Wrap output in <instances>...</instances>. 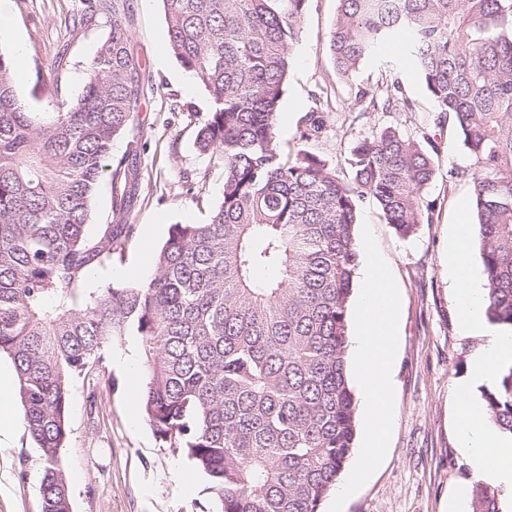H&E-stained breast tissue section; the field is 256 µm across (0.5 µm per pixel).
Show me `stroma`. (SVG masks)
<instances>
[{
	"label": "stroma",
	"mask_w": 512,
	"mask_h": 512,
	"mask_svg": "<svg viewBox=\"0 0 512 512\" xmlns=\"http://www.w3.org/2000/svg\"><path fill=\"white\" fill-rule=\"evenodd\" d=\"M83 0H12L13 25L0 32L9 55L23 53L24 77L16 83L20 102L45 110L50 102L38 71L59 62L60 98L74 100L88 61L112 24L104 11L80 21ZM125 22L134 50L155 88L135 120L112 144L120 157L135 154L138 185L122 218L134 230L123 251L89 270L85 286L132 285L150 280L156 256L172 225L207 222L222 197L221 166L200 154L195 141L209 109L204 86L174 57L162 0H128ZM337 0H310L303 35L281 101L277 134L289 149L313 152L348 172L352 148L386 127L414 139L430 136L438 148L433 181L422 195L430 220L414 235L400 237L370 200L359 209L356 243L360 256L383 259L399 296L397 349L392 368V413L376 465L347 496L322 501V512H472L480 481L458 448L457 386L469 376L483 336H467L456 321L445 257L461 207L471 205V169L451 121H438L434 102L411 63L388 70L369 60L350 77L337 74L327 36ZM399 84L414 104L387 112L357 102L360 91ZM316 112L319 137L300 140L302 117ZM145 358L134 372L106 359L88 380H76L67 411L64 469L73 512H209L206 481L178 448L168 447L135 416L130 390L142 386ZM39 451L25 431L0 443V512H41Z\"/></svg>",
	"instance_id": "35a3bbf8"
}]
</instances>
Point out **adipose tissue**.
I'll return each instance as SVG.
<instances>
[{"instance_id": "1", "label": "adipose tissue", "mask_w": 512, "mask_h": 512, "mask_svg": "<svg viewBox=\"0 0 512 512\" xmlns=\"http://www.w3.org/2000/svg\"><path fill=\"white\" fill-rule=\"evenodd\" d=\"M473 232L466 221L455 225L448 246V274L454 288L458 323L462 332L483 330L485 291L471 268L465 245ZM362 288L357 299V330L350 350L360 367L361 398L369 410L371 435L359 460V471H366L375 460L385 432L390 386V366L396 348L397 299L385 263L372 258L362 270ZM512 363V336H497L471 360V383L495 376ZM462 396L458 422V446L474 472L494 477L512 489V438L485 427L481 410Z\"/></svg>"}]
</instances>
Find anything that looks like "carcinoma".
<instances>
[{
    "label": "carcinoma",
    "instance_id": "carcinoma-1",
    "mask_svg": "<svg viewBox=\"0 0 512 512\" xmlns=\"http://www.w3.org/2000/svg\"><path fill=\"white\" fill-rule=\"evenodd\" d=\"M337 2L336 71L347 77L368 59L393 68L381 49L402 32L438 118L458 128L474 165L485 314L512 331V0ZM163 3L172 53L209 94L196 143L219 161L223 191L208 222L172 225L141 285L83 288L133 231L115 224L97 241L85 231L102 177L129 179V158H112V142L145 100L119 4L75 101L57 99L53 63L39 79L56 100L27 110L0 51V353L13 362L40 452L41 512H72L62 466L71 383L127 334L146 358L149 425L206 479L213 512H319L356 450L347 362L358 209L371 199L400 236L414 233L429 220L421 196L438 150L386 127L353 148L342 178L279 141L309 0ZM376 99L385 110L411 107L394 83ZM482 400L512 437V366ZM472 512H500L490 483L478 485Z\"/></svg>",
    "mask_w": 512,
    "mask_h": 512
}]
</instances>
